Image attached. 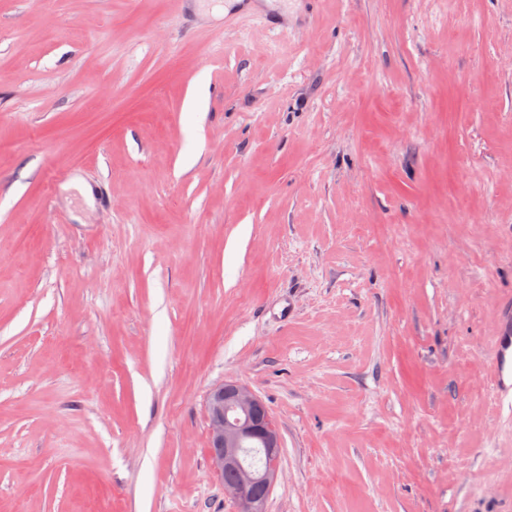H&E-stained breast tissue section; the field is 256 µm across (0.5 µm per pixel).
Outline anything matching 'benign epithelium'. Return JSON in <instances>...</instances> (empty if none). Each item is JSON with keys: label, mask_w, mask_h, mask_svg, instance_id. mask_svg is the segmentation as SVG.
Returning a JSON list of instances; mask_svg holds the SVG:
<instances>
[{"label": "benign epithelium", "mask_w": 512, "mask_h": 512, "mask_svg": "<svg viewBox=\"0 0 512 512\" xmlns=\"http://www.w3.org/2000/svg\"><path fill=\"white\" fill-rule=\"evenodd\" d=\"M210 461L214 472L237 473L228 493L244 512H267L268 493L277 479L280 437L265 411L263 401L242 383L228 380L208 398ZM252 448L264 450L268 463L262 469L245 464ZM262 488L259 494L255 489Z\"/></svg>", "instance_id": "obj_1"}]
</instances>
